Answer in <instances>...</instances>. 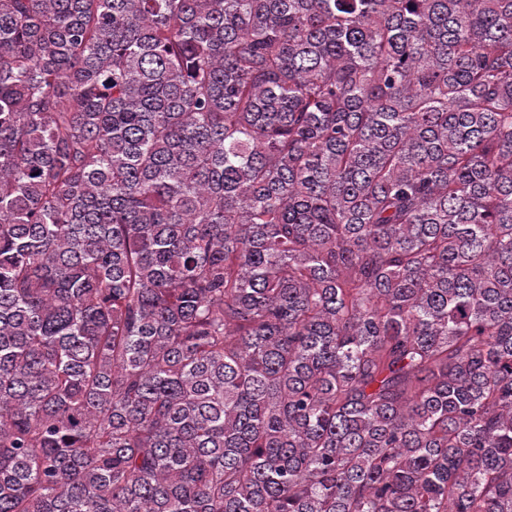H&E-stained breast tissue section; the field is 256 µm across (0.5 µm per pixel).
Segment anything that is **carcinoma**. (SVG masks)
<instances>
[{
  "instance_id": "1",
  "label": "carcinoma",
  "mask_w": 512,
  "mask_h": 512,
  "mask_svg": "<svg viewBox=\"0 0 512 512\" xmlns=\"http://www.w3.org/2000/svg\"><path fill=\"white\" fill-rule=\"evenodd\" d=\"M0 512H512V0H0Z\"/></svg>"
}]
</instances>
